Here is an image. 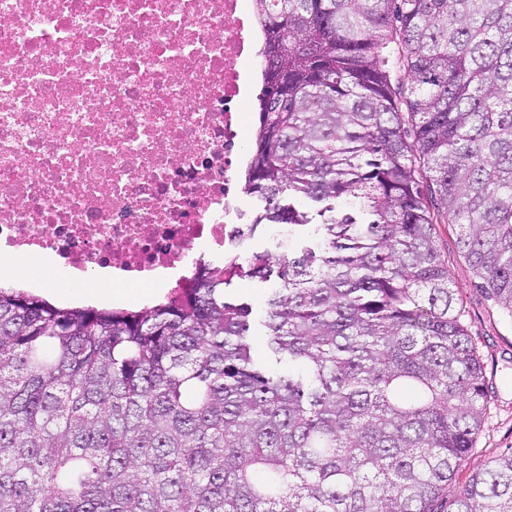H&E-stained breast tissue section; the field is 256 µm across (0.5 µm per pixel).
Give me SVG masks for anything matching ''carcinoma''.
Instances as JSON below:
<instances>
[{
  "mask_svg": "<svg viewBox=\"0 0 512 512\" xmlns=\"http://www.w3.org/2000/svg\"><path fill=\"white\" fill-rule=\"evenodd\" d=\"M256 2L239 236L317 244L138 311L0 288V512H512V448L448 499L490 396L435 229L512 319V0ZM274 285L262 284L253 280L235 279L228 290V298L237 303L245 302L252 308L251 341L255 357L262 362L268 358L266 329L262 326L268 289Z\"/></svg>",
  "mask_w": 512,
  "mask_h": 512,
  "instance_id": "carcinoma-1",
  "label": "carcinoma"
}]
</instances>
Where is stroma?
I'll list each match as a JSON object with an SVG mask.
<instances>
[{
  "label": "stroma",
  "mask_w": 512,
  "mask_h": 512,
  "mask_svg": "<svg viewBox=\"0 0 512 512\" xmlns=\"http://www.w3.org/2000/svg\"><path fill=\"white\" fill-rule=\"evenodd\" d=\"M280 224H264L254 235H247L236 244L242 257L255 252L274 254L297 252L301 247L299 236H284ZM436 235L444 251L448 266V280L464 311V319L473 343L481 355L491 396L489 409L475 446L468 460L459 469L455 481L448 486L449 494H456L474 470L480 469L502 450L512 448V320L507 319L493 300L478 287L477 279L456 244L457 227L440 224ZM31 292L41 295L53 304L70 307L104 308L100 296L105 282L89 277L81 287L67 290L44 284L37 271L23 277ZM228 297L235 302L247 303L252 309L251 341L253 353L259 360H267L266 330L262 325L268 289L265 284L253 280H234Z\"/></svg>",
  "instance_id": "obj_1"
}]
</instances>
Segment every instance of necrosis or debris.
Listing matches in <instances>:
<instances>
[{"label": "necrosis or debris", "instance_id": "4bbe7bcc", "mask_svg": "<svg viewBox=\"0 0 512 512\" xmlns=\"http://www.w3.org/2000/svg\"><path fill=\"white\" fill-rule=\"evenodd\" d=\"M253 0H0V253L153 287L243 214Z\"/></svg>", "mask_w": 512, "mask_h": 512}]
</instances>
